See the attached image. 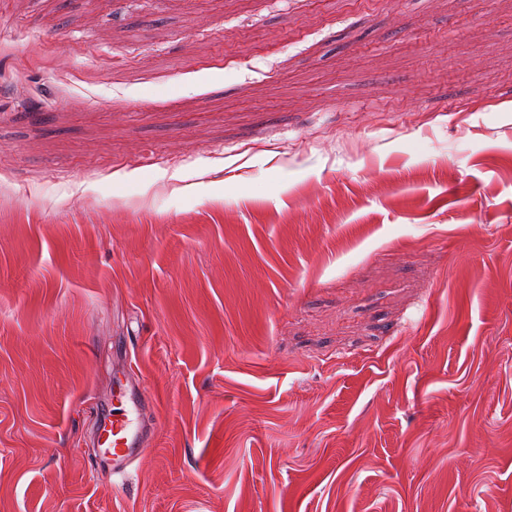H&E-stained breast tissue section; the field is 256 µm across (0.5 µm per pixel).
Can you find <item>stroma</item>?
I'll return each instance as SVG.
<instances>
[{
	"mask_svg": "<svg viewBox=\"0 0 512 512\" xmlns=\"http://www.w3.org/2000/svg\"><path fill=\"white\" fill-rule=\"evenodd\" d=\"M1 31L0 512H512V0ZM112 399L120 404L99 424L97 465L100 473L113 478L126 473L144 446L141 408L151 399L145 386L127 372L116 378Z\"/></svg>",
	"mask_w": 512,
	"mask_h": 512,
	"instance_id": "stroma-1",
	"label": "stroma"
}]
</instances>
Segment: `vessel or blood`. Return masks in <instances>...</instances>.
<instances>
[{
	"mask_svg": "<svg viewBox=\"0 0 512 512\" xmlns=\"http://www.w3.org/2000/svg\"><path fill=\"white\" fill-rule=\"evenodd\" d=\"M112 397L118 405L99 424L97 465L101 473L121 476L143 446L140 415L142 406L149 403L150 396L145 386L126 372L117 378Z\"/></svg>",
	"mask_w": 512,
	"mask_h": 512,
	"instance_id": "1",
	"label": "vessel or blood"
}]
</instances>
